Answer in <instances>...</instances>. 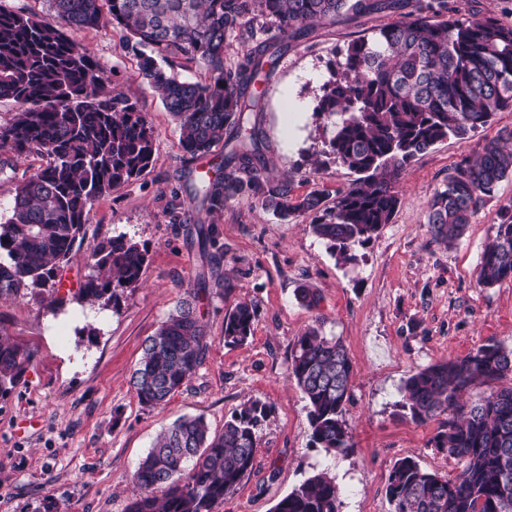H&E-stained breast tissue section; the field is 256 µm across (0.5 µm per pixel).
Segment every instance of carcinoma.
<instances>
[{
  "label": "carcinoma",
  "instance_id": "cac0c4a2",
  "mask_svg": "<svg viewBox=\"0 0 512 512\" xmlns=\"http://www.w3.org/2000/svg\"><path fill=\"white\" fill-rule=\"evenodd\" d=\"M50 17L35 19L0 6V98L19 105L0 124V149L32 154L46 164L15 188L8 217L0 221V296L31 297L64 305L56 278L76 256L95 201L142 175L152 164L154 133L134 104L101 96L102 71L72 38L109 15L137 59L138 76L160 95L178 122L180 147L197 160L224 141L216 173L170 214V223L201 202L213 210L240 195L286 220L311 215L310 231L343 262L352 246L391 223L399 204L397 183L417 155L448 137H464L512 109V25L492 16L431 22L406 19L348 45L333 63L316 99L315 114L332 126L317 154L358 175L336 192L333 205L320 191L293 194L288 181L264 175V111L257 85L272 72L284 45L260 39L252 21L276 26L282 38L305 37L312 27L355 15L395 9L400 0H49ZM237 59L226 64L232 40ZM203 69L208 78L182 73ZM512 131L485 141L481 153L448 173L428 202L434 239L455 244L485 200L512 177ZM203 261L217 262L220 246L199 230ZM146 252L117 235L101 239L86 257L89 273L78 299L102 308L120 291L138 286ZM512 280V205L501 209L495 237L480 257L479 282ZM199 280L145 341L133 373L141 404L164 405L194 375L206 348L198 314ZM255 310L239 302L224 318V342L251 335ZM31 349L0 338V399L32 365ZM512 375V349L490 341L461 359L434 363L411 374L404 407L418 422L440 419L434 447L463 462L448 478L412 457L395 462L387 485L393 512H512V386L470 404L477 384ZM289 377L307 400L311 442L328 452L351 449L344 419L353 365L344 344L310 327L297 337ZM270 414L259 401L241 405L224 430L211 434L200 417L177 419L148 451L132 476L137 488L130 512H217L253 468L258 433ZM340 490L326 472L308 477L274 512H339Z\"/></svg>",
  "mask_w": 512,
  "mask_h": 512
}]
</instances>
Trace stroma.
I'll use <instances>...</instances> for the list:
<instances>
[{"label":"stroma","instance_id":"stroma-1","mask_svg":"<svg viewBox=\"0 0 512 512\" xmlns=\"http://www.w3.org/2000/svg\"><path fill=\"white\" fill-rule=\"evenodd\" d=\"M407 16L401 8L340 17L289 41L260 86L271 179L290 180L297 195H332L353 183L354 174L333 161L313 163L311 153L325 136L313 108L330 65L342 60L349 43ZM76 39L102 68L103 94H122L145 113L154 161L95 202L80 250L59 273L69 282L61 311L30 298L0 297V333L35 352L24 383L0 401V512H40L48 501L60 512H128L136 495L131 476L172 422L199 416L218 434L250 400L267 404L271 414L259 432L251 474L218 512H273L322 470L340 487V512H392L385 489L394 463L406 456L427 471L455 476L458 460L432 443L438 422L413 420L402 386L418 369L464 357L487 341L512 348V280L490 287L478 282L499 212L512 205V178L500 183L451 247L433 238L427 203L457 162L476 157L498 129H512V112L497 113L483 132L448 138L417 155L403 175L391 223L354 246V261L344 264L311 233L309 216L280 221L253 197H237L221 211L200 206L183 223H171L177 194L199 186L210 160L183 153L177 122L138 78L119 29L90 28ZM43 163L36 155L0 151V214L22 175ZM202 229L223 245L219 276L233 289L227 294L214 286L201 297L202 362L166 406L148 408L136 396L132 373L146 339L204 271L197 243ZM119 233L146 250L141 282L121 293L116 308L97 314L98 335H79L83 306L74 295L85 259L97 241ZM303 288L319 295L318 306L298 299ZM240 301L253 305L256 318L248 341L230 346L224 317ZM312 325L341 340L353 363L346 453L312 445L306 401L289 376L294 341Z\"/></svg>","mask_w":512,"mask_h":512}]
</instances>
